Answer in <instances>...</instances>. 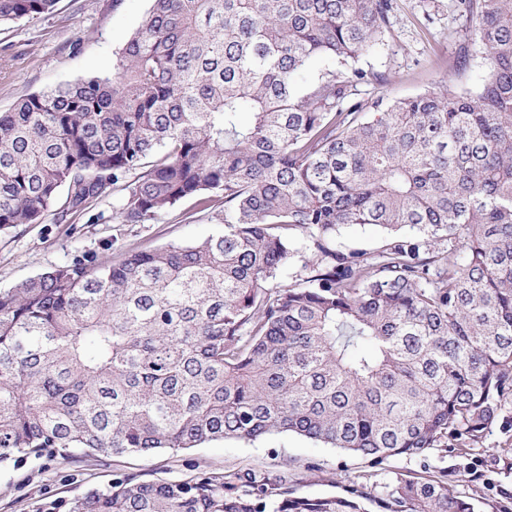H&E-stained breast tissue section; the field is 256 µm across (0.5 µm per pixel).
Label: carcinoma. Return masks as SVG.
<instances>
[{
	"instance_id": "1",
	"label": "carcinoma",
	"mask_w": 512,
	"mask_h": 512,
	"mask_svg": "<svg viewBox=\"0 0 512 512\" xmlns=\"http://www.w3.org/2000/svg\"><path fill=\"white\" fill-rule=\"evenodd\" d=\"M474 91L365 101L347 68L392 0H151L112 74L0 113V233L116 193L115 224L186 199L203 241L76 261L0 291V468L291 432L374 464L512 427V0H451ZM57 0H0V24ZM328 62L304 92L296 75ZM342 68H336V65ZM348 224L373 249L333 245ZM301 247L294 246L295 240ZM303 275L277 282L294 258ZM478 512L448 484L298 491L287 471L131 474L67 512Z\"/></svg>"
}]
</instances>
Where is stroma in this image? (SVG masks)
Instances as JSON below:
<instances>
[{
    "label": "stroma",
    "instance_id": "1",
    "mask_svg": "<svg viewBox=\"0 0 512 512\" xmlns=\"http://www.w3.org/2000/svg\"><path fill=\"white\" fill-rule=\"evenodd\" d=\"M391 24L379 45L356 65L381 74L361 84L359 98L403 99L448 88L461 92L483 82L487 65L479 36L450 0H392ZM151 7V0H58L53 13L0 26V112L21 98L91 75L110 73L119 52ZM112 196L90 203L61 224H33L0 234V290L54 266L75 260L103 261L131 249L169 243L190 245L215 233L203 214L184 221L182 203L143 224L112 221ZM451 440L423 457H392L379 467L340 449L297 434H272L254 442L212 440L185 451L149 455L95 454L69 459L43 457L0 470V512H45L117 476L135 473L147 481L189 478L202 470H288L300 492L342 493L351 482L384 484L395 477L430 478L447 472L457 491L481 512H497L512 495V431L493 428L482 444L463 453Z\"/></svg>",
    "mask_w": 512,
    "mask_h": 512
}]
</instances>
